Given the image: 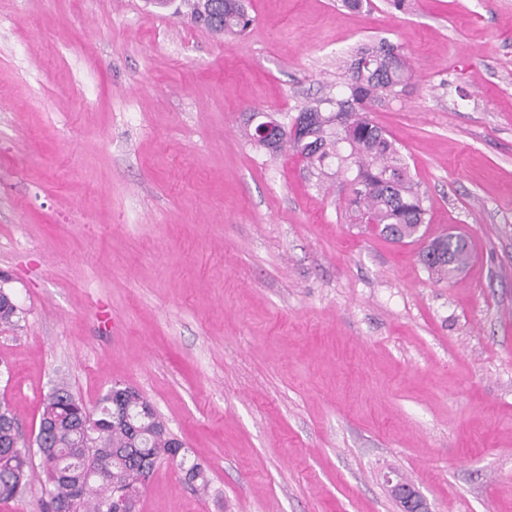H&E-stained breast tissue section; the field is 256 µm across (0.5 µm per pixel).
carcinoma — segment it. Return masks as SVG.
Wrapping results in <instances>:
<instances>
[{"label": "carcinoma", "instance_id": "1", "mask_svg": "<svg viewBox=\"0 0 512 512\" xmlns=\"http://www.w3.org/2000/svg\"><path fill=\"white\" fill-rule=\"evenodd\" d=\"M185 15L197 23L201 14L219 16L223 36L236 38L251 24L248 0H181ZM344 91L314 99L294 119L274 116L285 131L272 140L255 139V126L245 129L254 146L273 153L291 148L322 176H334L348 190L346 208L362 224H372L385 239L401 243L425 224L426 209L412 182L400 148L368 116L369 107L398 94L411 78L407 58L384 40L357 47L344 61ZM440 258L425 264L438 279L457 272L469 255V243L458 235L436 240ZM20 320L12 295L0 287V323ZM166 424L139 392L113 384L95 408L65 386L45 395L35 445L49 500L68 503L70 512H118L120 492L137 498V485L163 461L176 464L190 483L207 486L203 468L186 464ZM32 451L19 445L17 417L0 401V501L20 497L32 478Z\"/></svg>", "mask_w": 512, "mask_h": 512}]
</instances>
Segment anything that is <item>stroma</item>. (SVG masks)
Here are the masks:
<instances>
[{"mask_svg": "<svg viewBox=\"0 0 512 512\" xmlns=\"http://www.w3.org/2000/svg\"><path fill=\"white\" fill-rule=\"evenodd\" d=\"M228 41L145 0H0V398L147 397L209 494L162 463L138 512H512V0H250ZM412 77L369 117L423 238L352 223L338 184L246 142L340 92L379 40ZM447 233L456 276L421 262ZM434 243L441 251V258L429 263L423 260L424 265L439 280L448 279L465 264L469 255V243L461 235L449 239L448 235L439 237ZM384 481L400 512H432L430 504L412 483L404 481L398 474H384Z\"/></svg>", "mask_w": 512, "mask_h": 512, "instance_id": "1", "label": "stroma"}]
</instances>
